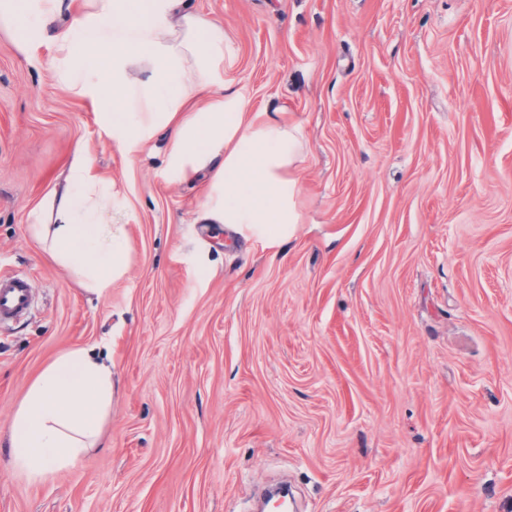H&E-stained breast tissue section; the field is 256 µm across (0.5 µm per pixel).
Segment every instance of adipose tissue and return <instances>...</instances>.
<instances>
[{"mask_svg": "<svg viewBox=\"0 0 512 512\" xmlns=\"http://www.w3.org/2000/svg\"><path fill=\"white\" fill-rule=\"evenodd\" d=\"M63 16L70 24L61 29ZM0 30L27 55L52 45L60 83L96 104L98 124L127 157L164 131L170 180L209 170L207 219L269 248L292 235L301 131L284 113L247 111L224 77L222 24L187 11L185 0H0ZM32 232L96 296L126 269L124 226L84 148L74 151L55 226ZM111 406V366L83 348L57 356L10 422L12 464L33 479L73 465Z\"/></svg>", "mask_w": 512, "mask_h": 512, "instance_id": "adipose-tissue-1", "label": "adipose tissue"}]
</instances>
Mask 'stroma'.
<instances>
[{"instance_id":"1","label":"stroma","mask_w":512,"mask_h":512,"mask_svg":"<svg viewBox=\"0 0 512 512\" xmlns=\"http://www.w3.org/2000/svg\"><path fill=\"white\" fill-rule=\"evenodd\" d=\"M224 26L250 111L302 129V222L211 232L208 171L127 158L41 45L0 32V512H512V0H190ZM126 216V272L87 292L31 232L77 147ZM112 362L100 438L48 479L11 418L56 356ZM31 280L24 275L0 273V326L16 322L26 316L32 307Z\"/></svg>"}]
</instances>
